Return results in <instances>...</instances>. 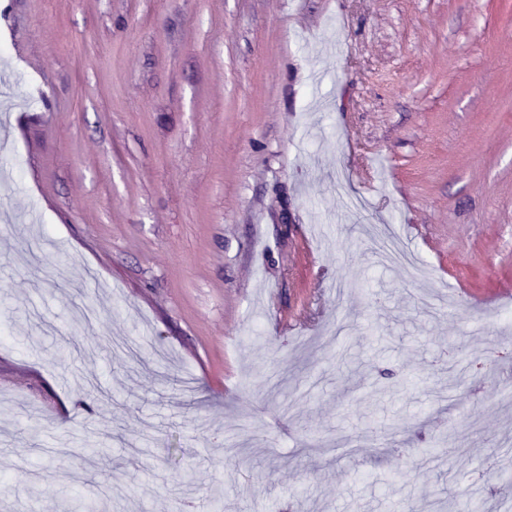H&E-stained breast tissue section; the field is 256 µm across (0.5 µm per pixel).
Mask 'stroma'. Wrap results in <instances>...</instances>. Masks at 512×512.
I'll use <instances>...</instances> for the list:
<instances>
[{"mask_svg":"<svg viewBox=\"0 0 512 512\" xmlns=\"http://www.w3.org/2000/svg\"><path fill=\"white\" fill-rule=\"evenodd\" d=\"M511 389L512 0L0 9V512H506Z\"/></svg>","mask_w":512,"mask_h":512,"instance_id":"obj_1","label":"stroma"}]
</instances>
